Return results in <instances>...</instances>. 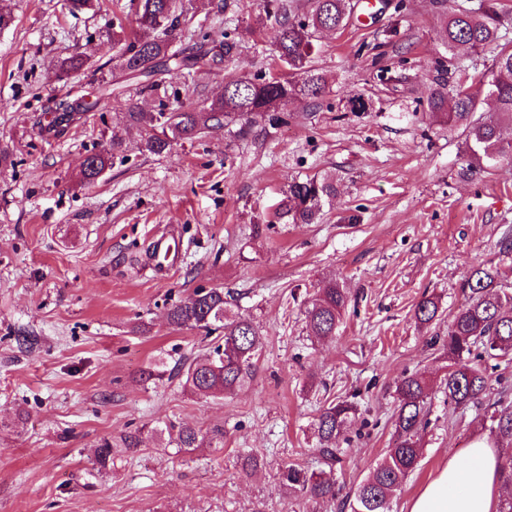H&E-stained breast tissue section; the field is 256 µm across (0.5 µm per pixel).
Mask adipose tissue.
<instances>
[{"label": "adipose tissue", "instance_id": "ef3b65f1", "mask_svg": "<svg viewBox=\"0 0 512 512\" xmlns=\"http://www.w3.org/2000/svg\"><path fill=\"white\" fill-rule=\"evenodd\" d=\"M499 464L489 443L474 440L421 488L409 512H498L503 494Z\"/></svg>", "mask_w": 512, "mask_h": 512}]
</instances>
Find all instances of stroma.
Listing matches in <instances>:
<instances>
[{"label": "stroma", "mask_w": 512, "mask_h": 512, "mask_svg": "<svg viewBox=\"0 0 512 512\" xmlns=\"http://www.w3.org/2000/svg\"><path fill=\"white\" fill-rule=\"evenodd\" d=\"M130 0L71 13L67 0H0L13 24L0 30V512H338L335 503L281 492L278 473L295 463L324 467L311 434L319 407L356 397L351 440H339L340 496L387 447L394 386L418 372L431 383V416L421 466L395 494L408 512L418 488L454 450L477 438L499 455L481 406L456 410L437 385L444 360L430 344L465 303L473 266L499 268L512 282V161L469 166L462 128L429 120L438 0H380L356 10L341 31L320 34L316 62L327 77L319 99L289 104L287 126L257 125L240 140L227 129L141 152L138 128L101 100L63 133L45 131L54 97L85 94L111 78L112 29ZM262 0H196L193 26L236 31L237 53L201 84L171 74L165 99L125 96L147 111L194 89L218 97L226 80L267 70L274 26L259 27ZM86 64L67 81L60 58ZM120 128L126 150L92 184L80 183L85 156ZM331 175L336 194L316 224L271 218L291 179ZM175 240L176 267L148 269L157 231ZM350 294L335 336H310L305 311L320 281ZM221 289L233 315L266 335L251 378L234 395L201 397L174 368L206 353L202 331L167 321L172 303ZM439 299L428 325L413 316L425 295ZM222 442L193 451L162 445L168 425ZM139 432L136 449L112 451L98 472L94 450ZM259 458L243 470L242 456Z\"/></svg>", "instance_id": "35a3bbf8"}]
</instances>
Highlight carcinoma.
<instances>
[{"label":"carcinoma","mask_w":512,"mask_h":512,"mask_svg":"<svg viewBox=\"0 0 512 512\" xmlns=\"http://www.w3.org/2000/svg\"><path fill=\"white\" fill-rule=\"evenodd\" d=\"M355 4L352 0H265V20L277 25L276 61L260 74L242 75L224 84L219 97L181 112H169L167 106L144 111L132 104L125 106L128 122L141 132L139 149L160 155L178 141H192L213 129L236 127L234 136L248 138L253 127L262 122L271 128L288 123V105L299 97L317 99L327 86L325 75L314 66L317 34L344 28ZM132 23L112 29V47L116 49L124 76L135 79L140 92L166 94L164 76L172 71L192 72L210 67L229 56L237 43L228 31H201L198 52L187 55L175 48L178 32L189 26L186 0H131ZM440 39L454 53L465 51L494 53V68L489 77L470 83L467 66L453 64L458 77L452 82L440 77L435 81L426 111L450 127L467 130L466 151L470 163L480 169H492L502 159H512V143H504L503 127L512 126V40L501 33V17L491 5L475 7L460 4L444 11L439 20ZM85 64L81 56H69L57 64V78L62 81ZM112 83L101 79L89 95L93 102L72 107L67 99L53 102L48 129L58 128L91 111L96 102L112 98ZM493 103L494 112H483V101ZM109 164L108 152L87 155L82 167L83 182L92 184ZM336 186L329 176H307L288 182L283 199L275 212L273 224H314L323 216L325 205L335 195ZM467 303L448 321V336L440 346L448 360L439 388L448 405L466 409L482 403L490 372L500 366V359L512 354V288L497 281V273L482 265L471 271L462 284ZM350 301L349 292L335 279L320 283L317 298L306 311L310 335L325 339L336 335ZM229 302L224 291L212 289L173 305L168 312L171 325L189 327L214 337L215 346L208 356L190 362L185 369L184 387L209 396L232 394L250 378L255 362L264 348L259 326L245 318L228 314ZM439 313V300L423 296L416 304L414 317L420 324L433 322ZM429 384L418 373L404 375L395 386L396 409L391 439L382 458L360 482L354 495L339 505V512H391V499L409 475L420 465L423 439L429 425L431 404ZM506 391L494 402L491 431L512 443V401ZM358 412L357 403L332 401L318 409L312 425L318 452L328 468L339 460L337 439L347 432ZM177 447L202 448L206 437L190 426L175 429ZM98 471L112 464V442L104 441L96 451ZM288 493L312 499H336L332 474L309 472L297 465L286 467L279 477Z\"/></svg>","instance_id":"carcinoma-1"}]
</instances>
